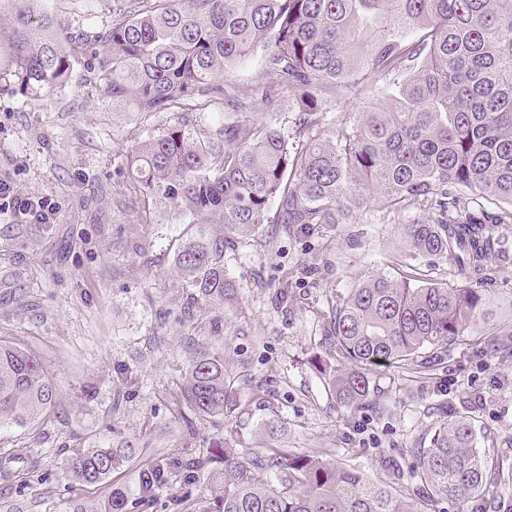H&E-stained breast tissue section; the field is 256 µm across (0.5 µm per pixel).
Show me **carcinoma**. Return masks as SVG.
<instances>
[{
	"label": "carcinoma",
	"instance_id": "cac0c4a2",
	"mask_svg": "<svg viewBox=\"0 0 512 512\" xmlns=\"http://www.w3.org/2000/svg\"><path fill=\"white\" fill-rule=\"evenodd\" d=\"M61 0H0V90L17 79L30 99L68 85L76 60L100 72L114 112L149 122L175 112L122 163L129 189L189 225L175 261L190 306L235 296L224 275V249L258 224L310 231L349 224L373 202L388 213L427 210L404 225L416 264L391 276L358 280L331 306L328 335L348 368L333 376L351 406L370 394L366 368L413 365L427 349L448 350L470 329L495 352L512 343L486 327L491 289L459 281L495 260L488 225L512 223V0H128L112 23L88 36L62 23ZM261 49L253 87L227 80ZM378 78L396 80L386 107L354 112L324 136L325 108L337 96L361 97ZM293 97L299 152L269 122H247L240 107L258 101L277 111ZM215 99L213 133L198 136L189 119ZM502 203L494 214L466 196ZM208 224L224 225L210 235ZM446 262L454 280L428 274ZM183 398L203 417L230 402L224 355L192 358ZM54 387L33 353L0 341V433L24 428L51 406ZM134 454L102 440L68 463L75 484L96 486ZM224 487L197 512H428L438 500L469 502L512 478L477 446L465 417L449 413L414 455L417 502L364 471L283 448L249 459L223 449ZM164 469L140 472L144 496ZM126 495L107 485L95 512H124Z\"/></svg>",
	"mask_w": 512,
	"mask_h": 512
}]
</instances>
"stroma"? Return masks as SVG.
I'll list each match as a JSON object with an SVG mask.
<instances>
[{
  "instance_id": "obj_1",
  "label": "stroma",
  "mask_w": 512,
  "mask_h": 512,
  "mask_svg": "<svg viewBox=\"0 0 512 512\" xmlns=\"http://www.w3.org/2000/svg\"><path fill=\"white\" fill-rule=\"evenodd\" d=\"M169 119L113 116L96 73L80 64L69 85L41 100L0 91V182L57 205L49 224L0 216V340L35 353L56 391L45 416L0 435V502L21 512L96 502L103 486L73 484L67 462L99 439L135 448L111 476L126 512H186L211 498L224 480L211 448L245 458L288 448L409 488L412 451L449 404L471 422L479 448L512 469V357L474 336L418 372L370 368L375 390L362 406L341 403L332 386V301L368 270L397 274L410 259L402 227L422 211L387 216L370 204L351 223L307 233L259 225L224 251L235 297L185 310L174 251L187 226L148 219L120 169ZM491 243L498 266L467 284L493 289V322L512 337V223L493 225ZM199 351L224 354L235 403L223 417L197 415L181 398ZM157 463L166 481L142 497L139 472Z\"/></svg>"
}]
</instances>
